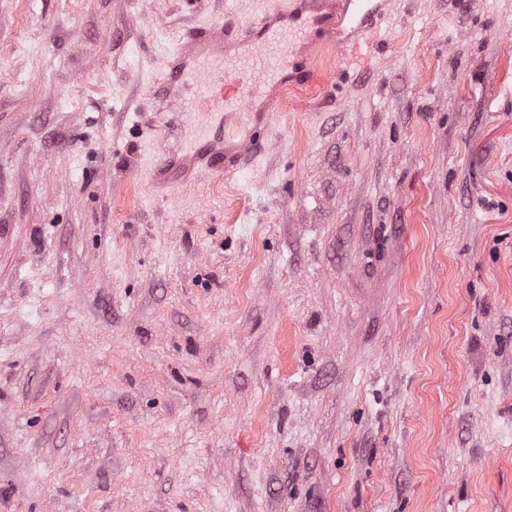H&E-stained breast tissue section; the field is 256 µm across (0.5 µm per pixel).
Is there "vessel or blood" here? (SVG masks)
<instances>
[{
	"mask_svg": "<svg viewBox=\"0 0 512 512\" xmlns=\"http://www.w3.org/2000/svg\"><path fill=\"white\" fill-rule=\"evenodd\" d=\"M344 10L328 12V0H302L288 13L272 6L249 26L237 30L218 23L190 28L168 53L164 72L150 91L152 101L162 103L171 112H203L215 125L204 128L199 140L182 154L173 156L153 169L152 180L165 189L188 185L195 171L223 174L237 167L255 144L253 134H245L235 150H228V116L240 114L241 124H248L242 106L230 93L240 76L262 70L273 76L291 72L292 84L312 82L311 70L295 67L288 57L275 52L278 43L301 40L314 29H323L327 37L340 33L344 23H352L359 39L352 64L364 63L371 54L383 49L385 40L380 24L389 0H343Z\"/></svg>",
	"mask_w": 512,
	"mask_h": 512,
	"instance_id": "obj_1",
	"label": "vessel or blood"
}]
</instances>
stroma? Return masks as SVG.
Returning a JSON list of instances; mask_svg holds the SVG:
<instances>
[{
	"label": "stroma",
	"instance_id": "35a3bbf8",
	"mask_svg": "<svg viewBox=\"0 0 512 512\" xmlns=\"http://www.w3.org/2000/svg\"><path fill=\"white\" fill-rule=\"evenodd\" d=\"M272 0H0V512H512V0H393L163 198L182 32Z\"/></svg>",
	"mask_w": 512,
	"mask_h": 512
}]
</instances>
